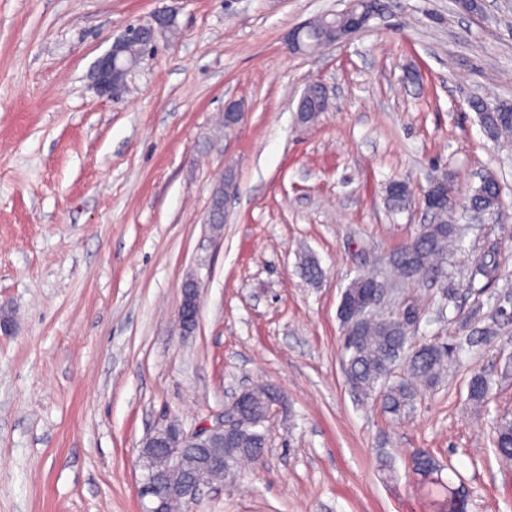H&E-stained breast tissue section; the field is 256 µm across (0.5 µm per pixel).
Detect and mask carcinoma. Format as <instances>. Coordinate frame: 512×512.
I'll use <instances>...</instances> for the list:
<instances>
[{"instance_id": "carcinoma-1", "label": "carcinoma", "mask_w": 512, "mask_h": 512, "mask_svg": "<svg viewBox=\"0 0 512 512\" xmlns=\"http://www.w3.org/2000/svg\"><path fill=\"white\" fill-rule=\"evenodd\" d=\"M390 8L388 0H369L366 4L368 23L382 17ZM313 29L304 32L311 40L321 38L330 28L340 29L338 17H318L312 22ZM330 107L319 84L311 85L299 110L301 122L310 124ZM470 108L477 114L485 135L504 146H512V114L500 112L484 98L470 101ZM411 197L406 184L390 182L387 188V205L393 212L406 207ZM469 207L493 214L502 202L498 182L492 176H484L478 187L468 197ZM462 228L453 219V196L448 199L437 217L429 224L419 225L414 236L398 246L390 255V278L395 281L419 283L448 275V252L463 251ZM497 245L493 244L473 258L468 266V281L474 283L482 277L488 281L497 278ZM497 301L490 318L493 325L484 328L476 336H468L455 344L420 342L418 328L410 318L415 308L411 302L399 310L390 312L374 309L359 326L342 324L344 377L355 400L365 403L380 401L384 411L397 419L406 417L413 409L422 390L435 386L458 350L467 344L476 346L487 342L496 334L495 325L512 323V312L501 308ZM490 379L482 371L471 374L468 385V402L475 408L487 404ZM282 398L280 391L271 385L249 389L248 396L239 408L241 425L235 440L224 449L225 470L210 473L208 477L220 481L236 471L239 465L259 462L266 448L262 414L275 399ZM494 447L498 458L512 461V415L497 418ZM412 472L422 484L429 486L428 493L442 497L438 501L441 512H467V495L451 485H443L434 477L440 466L426 450L417 451L411 461Z\"/></svg>"}]
</instances>
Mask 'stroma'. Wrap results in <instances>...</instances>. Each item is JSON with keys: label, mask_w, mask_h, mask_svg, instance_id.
Returning a JSON list of instances; mask_svg holds the SVG:
<instances>
[{"label": "stroma", "mask_w": 512, "mask_h": 512, "mask_svg": "<svg viewBox=\"0 0 512 512\" xmlns=\"http://www.w3.org/2000/svg\"><path fill=\"white\" fill-rule=\"evenodd\" d=\"M486 3L481 17L455 0H392L370 30L307 55L289 51V32L344 0H0V309L16 321L0 333V512H142L146 436L229 417L256 383L287 400L267 451L193 512H435L408 469L420 448L465 487L468 512H512V466L492 444L512 412V342L458 352L397 421L350 394L338 318L350 281L429 222L422 195L444 174L459 212L481 175L496 178L503 206L468 237L491 229L501 276L467 286L456 256L447 278L399 299L452 344L462 318L512 291V149L469 107L512 100V0ZM162 9L178 38L120 97L100 95L96 61ZM312 79L332 107L305 125ZM231 101L245 116L227 132ZM392 180L412 192L395 215ZM189 278L201 308L184 336ZM476 370L493 382L478 411ZM182 288V298L178 308V325L181 333L188 336L198 325L200 294L194 280H187Z\"/></svg>", "instance_id": "35a3bbf8"}]
</instances>
